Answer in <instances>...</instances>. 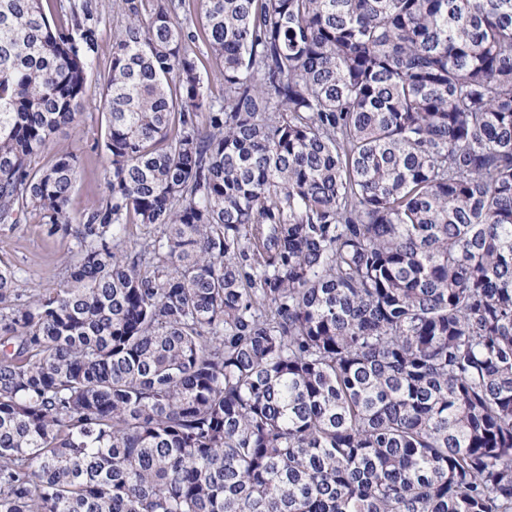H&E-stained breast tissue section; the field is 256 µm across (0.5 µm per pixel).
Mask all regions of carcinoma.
<instances>
[{
  "instance_id": "carcinoma-1",
  "label": "carcinoma",
  "mask_w": 512,
  "mask_h": 512,
  "mask_svg": "<svg viewBox=\"0 0 512 512\" xmlns=\"http://www.w3.org/2000/svg\"><path fill=\"white\" fill-rule=\"evenodd\" d=\"M123 2L75 217L92 3L0 0V512H512V0ZM104 136V115L89 107L76 128H62L53 138L52 146L67 148L78 158L77 179L71 196V209L76 217L102 197L106 162ZM73 243L48 238L41 224H0V259L25 271L24 294L56 288L66 276V258Z\"/></svg>"
}]
</instances>
